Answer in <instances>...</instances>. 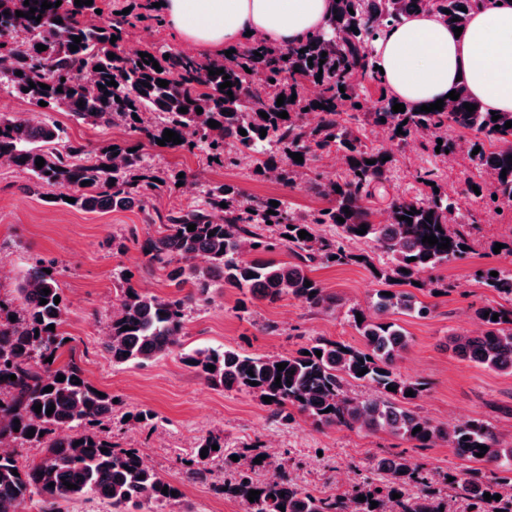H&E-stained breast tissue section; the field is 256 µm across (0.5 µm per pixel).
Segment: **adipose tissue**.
<instances>
[{
  "instance_id": "adipose-tissue-1",
  "label": "adipose tissue",
  "mask_w": 512,
  "mask_h": 512,
  "mask_svg": "<svg viewBox=\"0 0 512 512\" xmlns=\"http://www.w3.org/2000/svg\"><path fill=\"white\" fill-rule=\"evenodd\" d=\"M183 45L223 53L253 35L280 48L321 28L334 0H162ZM390 94L420 106L466 87L486 110L512 112V6L488 0L465 30L409 16L376 46Z\"/></svg>"
}]
</instances>
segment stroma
Wrapping results in <instances>:
<instances>
[{"instance_id":"obj_1","label":"stroma","mask_w":512,"mask_h":512,"mask_svg":"<svg viewBox=\"0 0 512 512\" xmlns=\"http://www.w3.org/2000/svg\"><path fill=\"white\" fill-rule=\"evenodd\" d=\"M148 2L97 0V5L106 18L126 8L140 15V22L124 34V52L152 46L180 49L162 10L149 7ZM48 114L71 140L91 150L114 140L135 138L127 129L93 126L62 109ZM366 142L390 151L395 158L390 181L377 189L370 204L373 222L382 220L392 196L422 192L416 172L428 165L437 168L449 195L461 206H468L471 172L462 154H451L445 160L435 158L425 151L423 138L400 144L372 128L366 131ZM142 153L151 169L165 179L164 189L145 208L103 213L46 203L28 191L27 174L0 162V300L12 303L17 281L35 260L55 268L68 305L62 327L68 341L58 364L76 360L95 387L117 398L111 424L101 428L103 436L117 447L139 449L146 465L182 489L178 503L155 508L154 512H238L237 504L218 491L219 485L232 478L234 464L217 460L206 479L190 481L185 477L197 444L212 432L223 433L229 447L240 454L248 456L257 449L283 463L290 477L316 494H336L345 480L355 478L358 469L394 453L410 457L434 477L436 489L447 491L448 474L465 470L467 464L445 443L414 448L385 432L319 428L300 414L282 425L271 419L269 409L256 398L211 388L182 360L184 353L206 347H231L251 355H288L320 336L359 345L349 310L367 306L379 288L364 266L315 267L314 278L339 297L336 309L318 313L286 297L274 303L258 301L243 310L236 291L221 289L210 303L191 307L177 351L142 366L115 365L104 356L107 325L119 305L118 273L133 274L138 285L151 293L174 291L165 272L149 266L138 246L139 239L152 233L161 216L192 203L202 189L222 183L234 185L255 199H287L294 212L307 214L329 204L311 189V180L316 174L335 171L329 155H322L295 186L289 187L272 178H253L247 161L238 168L224 169L208 164L202 152L148 142ZM179 175L184 178L180 184L175 181ZM477 218L480 232L472 252L437 273L449 284V292L418 295L419 300L434 304L432 315L426 319L397 315V322L412 339L399 367L405 377L427 382L428 390L417 406L434 423L448 426L482 419L512 436V375L460 361L444 345L448 334L479 330L475 309L496 298L494 292L473 280L474 270L512 266V257L494 250L495 244L511 232L506 218L494 209L478 210ZM137 410L156 414L157 429L124 421V413Z\"/></svg>"}]
</instances>
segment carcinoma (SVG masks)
I'll list each match as a JSON object with an SVG mask.
<instances>
[{"label": "carcinoma", "instance_id": "obj_1", "mask_svg": "<svg viewBox=\"0 0 512 512\" xmlns=\"http://www.w3.org/2000/svg\"><path fill=\"white\" fill-rule=\"evenodd\" d=\"M44 1L56 3L0 0V76L6 79L5 88L11 95L36 106L44 101L49 109L63 107L76 120L95 126H123L154 142L163 139L169 129L181 139L179 144L167 143L171 148L198 149L208 158L219 159L217 165L226 169L238 167L249 157L253 176L267 177L273 172L286 186L296 184L309 162L322 153L334 149L344 160L341 174L312 182V189L328 198L329 206L310 215L291 212L283 199L276 207L268 198L247 199L228 184L208 189L197 204L169 211L165 223L140 248L150 266L166 271L172 285L187 286L190 291L159 296L140 290L132 278L122 276L120 309L112 315L104 342L112 363L141 365L173 352L185 334L188 309L208 301L216 288L237 290L243 307L254 300L273 302L290 296L311 310H333L339 298L310 276L312 265L360 262L375 280L393 285L391 295L378 293L373 304L350 309L362 346L321 336L286 356L199 348L183 354V362L213 389L260 401L271 398L270 417L281 424L292 419L295 409L316 426L385 431L414 448L444 442L460 458L484 464L454 475L448 483L453 496L477 501L479 512H512V438L505 439L478 419L447 428L418 414L415 400L424 390L421 383L399 371L410 339L392 319L395 314L426 318L432 313V306L418 300L410 288L417 282V290L437 292L434 272L466 254L461 246L472 247L480 231L474 207L456 210L448 192L438 184V173L424 168L417 178L429 192L391 199L388 223H372L368 202L375 189L389 180L394 160L389 152L363 142L368 126L400 143L431 131L433 156L445 158L460 150L466 152L476 172L483 166L494 171L493 182L478 185L480 194L472 199L475 207L512 212V165L508 164L512 127H505L512 113L503 112L494 121L463 89L458 90L459 99L444 102L440 111L426 113L407 104L404 112L396 113L392 106L397 100L386 94L368 109L360 89L363 81L385 84L375 68V44L406 16L433 11L452 27L464 28L485 0H339L322 28L285 49L252 38L221 61H202L170 48L151 47L146 53L159 63L160 72L137 54H122L120 38L128 24L125 15L114 14L103 23L94 4L77 6L74 0H61L59 7L44 10ZM461 6L466 10H459ZM32 8L41 21L26 16ZM18 11L25 16H16ZM58 19L62 23H56ZM353 26L358 32L351 31ZM75 36L81 41L78 50L72 51ZM114 36L115 42L111 41ZM38 44L47 50H37ZM110 53L115 58H109ZM98 66L102 70H96ZM211 69L224 73L211 76ZM18 71L23 75H16ZM226 74L232 83L231 97L220 88L227 81ZM160 79L168 81V86H158ZM111 80L118 86L107 85ZM32 83L36 84L33 89ZM41 83L50 89L39 87ZM310 86L319 93L308 95ZM281 95L285 100L279 106ZM316 102L323 107H314ZM466 103L477 109L468 112ZM182 107L188 112H179ZM198 108L203 112L197 113ZM282 111L288 118L278 117ZM263 112L269 118H262ZM210 120L220 126L209 127ZM241 129L247 135H241ZM262 129L266 130L264 137ZM458 130L467 131L468 136H455ZM477 146L481 150L474 155ZM292 153L301 154L303 162L293 160ZM38 157L45 160L40 169L35 164ZM369 160L374 164H367ZM0 161L29 174L34 179L31 190L41 197L63 204L73 198L70 207L85 212L142 207L165 184L144 164L140 144L115 142L89 151L71 141L64 128L48 117L36 121L0 114ZM222 202L227 207H221ZM345 207L351 214L343 211ZM409 210L413 211L410 222L403 219ZM339 217L345 222L337 221ZM190 224L195 230H188ZM363 224L367 232L360 235L357 230ZM319 225L333 227L335 235L319 234ZM301 230L309 236L299 238ZM426 235L450 239L449 248L422 242ZM360 238L376 242L382 261L375 263L347 250L345 242ZM280 248L288 249L294 261L249 258ZM411 257L415 261H409ZM45 269L46 265L37 262L19 279L15 291L20 310L0 301V512H16L34 500L40 503L39 512H56L58 501L85 495L110 501L116 512H126L129 505L142 509L179 501V487L147 467L138 449L118 450L93 431L112 420V395L99 396V389L76 361L56 368L46 361L66 345L61 328L67 305L57 272L48 274ZM496 272L498 276L493 277L486 269L475 280L503 302L476 308L481 332L454 333L448 336V348L461 360L511 375L512 270L498 268ZM307 281L311 286L305 285ZM56 297L60 298L57 304ZM42 298L47 304H40ZM495 313L496 321L492 320ZM50 324L52 331L47 329ZM317 350L322 355H316ZM283 362L287 366L280 371L277 364ZM211 365L215 369H209ZM363 369L367 373L358 375ZM12 374L16 379H8ZM60 374L65 376L62 382L58 381ZM278 376L279 387L275 385ZM251 380L258 385L249 384ZM356 382L375 386L379 396L364 399L352 393ZM47 386L53 390L44 391ZM389 386L393 390H387ZM409 390L411 397L405 395ZM38 403L42 404L39 414L34 411ZM51 406L54 412L48 416L46 410ZM329 407L332 411L325 412ZM416 427L421 431L413 432ZM31 429L35 435L28 438ZM214 444L218 449H212ZM24 446L42 449L39 461L19 465L14 449ZM482 446L487 450L478 457ZM204 448L208 449L205 458L200 456ZM224 452V434L203 438L195 448L187 479L206 477L209 464L224 457ZM258 456L256 452L239 464L233 479L224 483V496L237 502L241 512H280L282 506L285 512H388L392 506L396 512H440L448 508V500L431 488L428 475L402 454L375 460L372 469L378 479L364 478L352 494L329 496L314 494L283 474L274 481H259L256 469L267 459L256 464ZM66 481L75 488H67ZM165 487L166 494L162 493ZM251 490L261 491L252 502L248 500ZM486 492L490 493L488 501L484 500ZM394 493L400 498H393ZM360 495L365 500H358ZM372 500L377 502L374 509Z\"/></svg>", "mask_w": 512, "mask_h": 512}]
</instances>
